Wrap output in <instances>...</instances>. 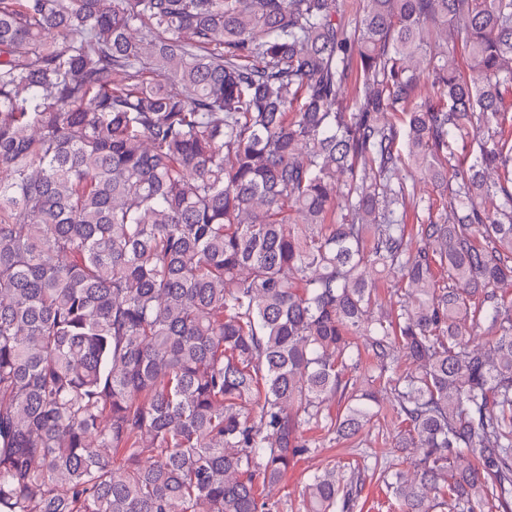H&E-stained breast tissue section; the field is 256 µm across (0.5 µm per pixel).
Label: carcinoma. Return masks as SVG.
<instances>
[{
  "mask_svg": "<svg viewBox=\"0 0 512 512\" xmlns=\"http://www.w3.org/2000/svg\"><path fill=\"white\" fill-rule=\"evenodd\" d=\"M336 10L0 0V512H277L305 431L354 438L380 393L402 512H512V0Z\"/></svg>",
  "mask_w": 512,
  "mask_h": 512,
  "instance_id": "obj_1",
  "label": "carcinoma"
}]
</instances>
